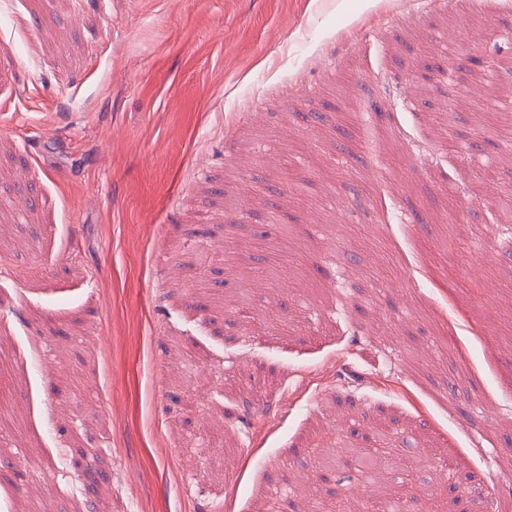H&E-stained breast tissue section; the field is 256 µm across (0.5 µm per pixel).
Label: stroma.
Listing matches in <instances>:
<instances>
[{
	"label": "stroma",
	"instance_id": "stroma-1",
	"mask_svg": "<svg viewBox=\"0 0 512 512\" xmlns=\"http://www.w3.org/2000/svg\"><path fill=\"white\" fill-rule=\"evenodd\" d=\"M468 2L0 0V512H262L296 467L284 512H344L382 443L454 464L366 499L512 512V171L469 180L512 0Z\"/></svg>",
	"mask_w": 512,
	"mask_h": 512
}]
</instances>
